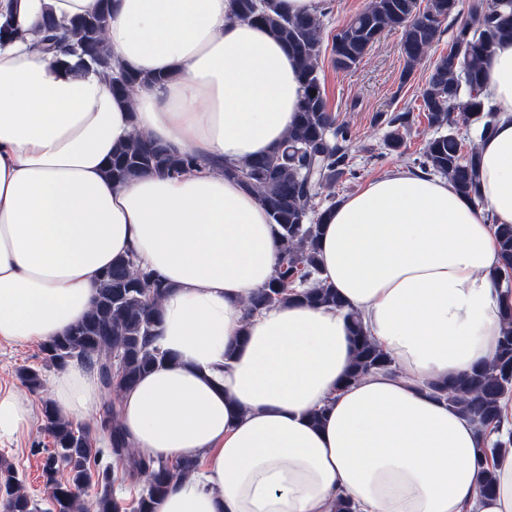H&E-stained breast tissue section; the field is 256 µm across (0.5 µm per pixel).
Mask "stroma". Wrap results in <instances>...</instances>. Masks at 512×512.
<instances>
[{"label":"stroma","instance_id":"35a3bbf8","mask_svg":"<svg viewBox=\"0 0 512 512\" xmlns=\"http://www.w3.org/2000/svg\"><path fill=\"white\" fill-rule=\"evenodd\" d=\"M369 3L370 0H326L320 74L329 108L356 134L353 162L359 173L357 179L336 184L334 193L340 199L361 191L369 182L395 168L413 167L420 149L434 134L423 113L417 110L419 89L436 59L446 54L460 22L467 18L470 0H459L456 14L445 23L441 39L427 51L406 82L401 79L405 60L401 50L403 32L398 28L384 32L354 68L342 70L333 62L328 47L336 30L348 24ZM406 108L411 111L406 145L400 151L385 152V126L380 118ZM41 363L40 345L0 342V388L18 393L33 411L28 429L15 440L0 445V458L13 466L40 512H48L50 491L42 477L41 451L51 447L52 438L44 428L42 401L51 395L54 374L46 372L44 385L36 393L23 386L17 377L18 368Z\"/></svg>","mask_w":512,"mask_h":512}]
</instances>
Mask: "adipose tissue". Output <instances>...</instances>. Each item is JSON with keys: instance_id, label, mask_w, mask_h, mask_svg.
Segmentation results:
<instances>
[{"instance_id": "obj_1", "label": "adipose tissue", "mask_w": 512, "mask_h": 512, "mask_svg": "<svg viewBox=\"0 0 512 512\" xmlns=\"http://www.w3.org/2000/svg\"><path fill=\"white\" fill-rule=\"evenodd\" d=\"M98 0H0V341L64 334L90 311L101 271L135 255L168 284L156 327L171 364L122 396L121 421L148 457L202 460L152 512H512V453L483 495L477 428L433 397L498 347L502 260L512 224V40L495 45L484 92L497 114L482 140L473 203L445 178L398 169L344 199L321 226L320 262L346 310L297 301L245 317L273 276L279 243L255 193L224 165L274 152L303 87L294 53L237 20L231 0H114L113 66L145 76L113 95L96 69L38 41L47 15L69 21ZM188 152L199 167L113 185V149L132 133ZM358 311L400 375L346 384ZM56 409L85 420L101 400L72 362L53 380ZM324 411L322 426L310 416ZM32 410L0 390V444Z\"/></svg>"}]
</instances>
